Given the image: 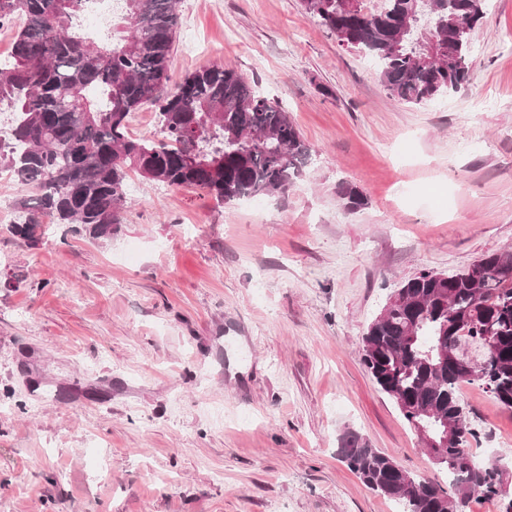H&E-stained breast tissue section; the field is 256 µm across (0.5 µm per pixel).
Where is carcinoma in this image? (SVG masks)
<instances>
[{
    "mask_svg": "<svg viewBox=\"0 0 512 512\" xmlns=\"http://www.w3.org/2000/svg\"><path fill=\"white\" fill-rule=\"evenodd\" d=\"M85 2L0 0V20L19 19L11 53L0 59V108L10 116L0 172L30 190L13 235L33 243L49 216L93 240L112 237L124 223L132 173L221 202L283 195L303 177L311 148L279 101L230 66L173 79L177 0H124L109 45L79 33ZM350 2L301 0L338 45L377 61L390 96L417 105L467 84L470 32L484 17L483 0H383L371 14ZM146 105L158 109V139L129 133ZM339 194L350 211L366 205L352 184ZM469 343L484 349L471 370L463 360ZM361 359L411 429L458 427L439 449L446 488L345 432L337 454L364 485L405 512H462L475 495L503 498L499 486L512 480V469L478 459L479 430L460 387L476 383L512 412L511 249L401 283L367 325Z\"/></svg>",
    "mask_w": 512,
    "mask_h": 512,
    "instance_id": "obj_1",
    "label": "carcinoma"
}]
</instances>
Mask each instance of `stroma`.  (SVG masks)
<instances>
[{
  "label": "stroma",
  "instance_id": "stroma-1",
  "mask_svg": "<svg viewBox=\"0 0 512 512\" xmlns=\"http://www.w3.org/2000/svg\"><path fill=\"white\" fill-rule=\"evenodd\" d=\"M470 43L468 83L412 105L301 0H179L173 77L235 66L311 162L228 204L131 176L106 241L0 223V512H402L339 460L347 429L446 482L361 345L400 283L512 249V0ZM461 396L512 450V412Z\"/></svg>",
  "mask_w": 512,
  "mask_h": 512
}]
</instances>
